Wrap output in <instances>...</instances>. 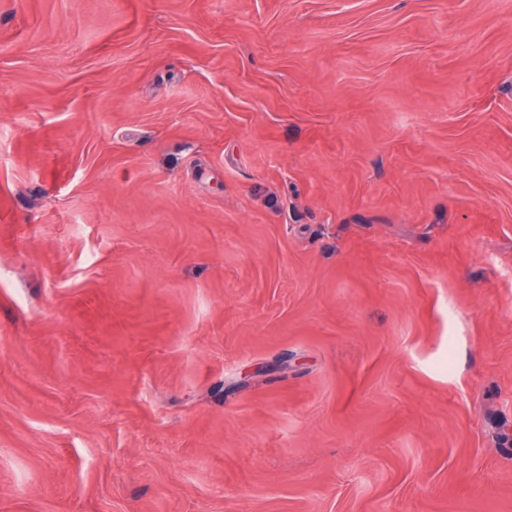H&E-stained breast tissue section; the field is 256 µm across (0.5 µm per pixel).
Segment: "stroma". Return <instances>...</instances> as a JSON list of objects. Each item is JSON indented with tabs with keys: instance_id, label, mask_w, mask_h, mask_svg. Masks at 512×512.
<instances>
[{
	"instance_id": "stroma-1",
	"label": "stroma",
	"mask_w": 512,
	"mask_h": 512,
	"mask_svg": "<svg viewBox=\"0 0 512 512\" xmlns=\"http://www.w3.org/2000/svg\"><path fill=\"white\" fill-rule=\"evenodd\" d=\"M0 512H512V0H0Z\"/></svg>"
}]
</instances>
